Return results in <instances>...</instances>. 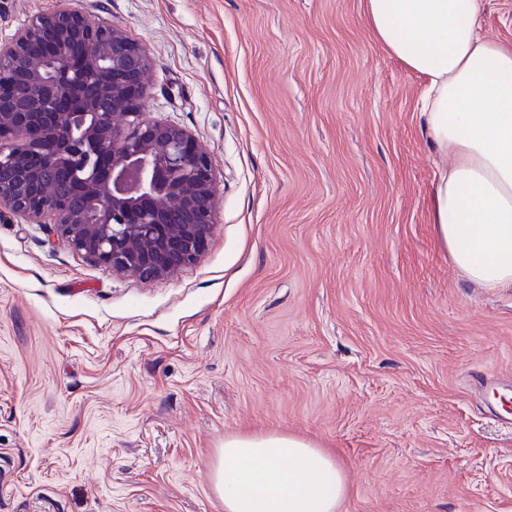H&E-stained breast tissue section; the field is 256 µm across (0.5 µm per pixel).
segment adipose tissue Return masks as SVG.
<instances>
[{"instance_id":"obj_1","label":"adipose tissue","mask_w":512,"mask_h":512,"mask_svg":"<svg viewBox=\"0 0 512 512\" xmlns=\"http://www.w3.org/2000/svg\"><path fill=\"white\" fill-rule=\"evenodd\" d=\"M485 0H364L376 40L428 85L421 110L451 164L433 222L454 266L483 288L512 286V43L485 40ZM224 512H340L344 468L284 433L229 434L211 472Z\"/></svg>"}]
</instances>
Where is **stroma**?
I'll return each mask as SVG.
<instances>
[{
	"instance_id": "35a3bbf8",
	"label": "stroma",
	"mask_w": 512,
	"mask_h": 512,
	"mask_svg": "<svg viewBox=\"0 0 512 512\" xmlns=\"http://www.w3.org/2000/svg\"><path fill=\"white\" fill-rule=\"evenodd\" d=\"M55 0H0V42ZM208 154L197 262L142 280L0 209V512H224L230 433L335 454L341 512H512V288L454 266L424 81L362 0H75Z\"/></svg>"
}]
</instances>
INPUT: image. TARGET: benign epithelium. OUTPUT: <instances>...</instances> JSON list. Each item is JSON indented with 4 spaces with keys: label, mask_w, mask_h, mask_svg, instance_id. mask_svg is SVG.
<instances>
[{
    "label": "benign epithelium",
    "mask_w": 512,
    "mask_h": 512,
    "mask_svg": "<svg viewBox=\"0 0 512 512\" xmlns=\"http://www.w3.org/2000/svg\"><path fill=\"white\" fill-rule=\"evenodd\" d=\"M148 69L142 46L72 0L0 43V206L55 217L76 250L143 280L197 261L215 209L212 164L194 137L142 119ZM78 168L81 209L57 191Z\"/></svg>",
    "instance_id": "obj_1"
}]
</instances>
